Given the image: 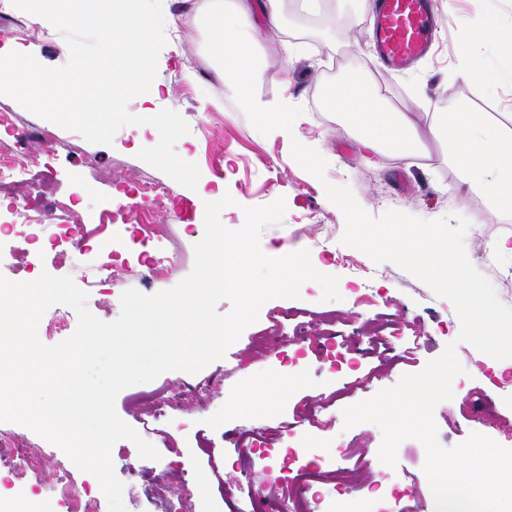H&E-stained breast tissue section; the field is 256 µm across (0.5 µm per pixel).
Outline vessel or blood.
<instances>
[{"mask_svg": "<svg viewBox=\"0 0 512 512\" xmlns=\"http://www.w3.org/2000/svg\"><path fill=\"white\" fill-rule=\"evenodd\" d=\"M367 26L378 67L402 71L432 46L436 31L432 0H374Z\"/></svg>", "mask_w": 512, "mask_h": 512, "instance_id": "vessel-or-blood-1", "label": "vessel or blood"}]
</instances>
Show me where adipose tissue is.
I'll use <instances>...</instances> for the list:
<instances>
[{
  "label": "adipose tissue",
  "instance_id": "1",
  "mask_svg": "<svg viewBox=\"0 0 512 512\" xmlns=\"http://www.w3.org/2000/svg\"><path fill=\"white\" fill-rule=\"evenodd\" d=\"M284 0H200L198 10L217 23L221 37L212 47L217 71L238 94L243 108L259 113L268 130L289 132L296 123L288 97L265 100L255 92L261 77V60L251 33L254 13L269 24L280 25ZM327 111L355 126L364 147L375 153L392 152L394 158L412 164L419 152L412 142L416 113L386 112L380 92L366 80L347 76L331 86L323 97ZM431 136L444 148L448 165L457 177V187L479 197L482 213L476 224L512 215V113L495 117L453 103L444 112L426 113Z\"/></svg>",
  "mask_w": 512,
  "mask_h": 512
}]
</instances>
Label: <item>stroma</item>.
<instances>
[{
  "label": "stroma",
  "instance_id": "obj_1",
  "mask_svg": "<svg viewBox=\"0 0 512 512\" xmlns=\"http://www.w3.org/2000/svg\"><path fill=\"white\" fill-rule=\"evenodd\" d=\"M435 9L434 53L400 73L383 72L370 61L369 32L366 26L356 25L350 0H287L284 22L277 28L255 17L256 48L263 61L256 92L273 99L289 91L293 109L302 116L287 137L265 130L257 113L243 109L217 75L210 52L212 33L201 14L187 0H176L172 11L177 26L165 29L166 44L159 54L155 83L160 93L132 99L127 110L135 115L146 108H169L186 120L189 132L174 150L184 160L197 163L205 186L201 192L170 182L166 174L138 158L140 149L159 141L150 131L125 126L111 144H94L13 104L19 124L40 127L46 141L32 169L40 183L38 191L15 199L0 197V224L12 222L16 205L49 211L70 196L78 199L80 218L93 223L103 207L123 206L124 182L144 177L169 184L172 204L189 206L190 217L171 214L170 244L177 248L179 261L157 277L140 276L137 265L130 262L117 269L113 281L90 287L92 261L53 244L49 234L31 240L21 230L11 237L18 250L16 264L0 267L1 276L14 282H29L44 272L71 277L86 290L89 310L102 321H114L124 290L153 294L174 287L191 272L193 247L204 234L205 194L219 190L234 200L220 215L231 230L244 225L245 208L284 199L282 221L261 233L262 251L276 257L283 251L309 250L315 269L337 276L341 283L337 301L323 300L321 287L313 281L302 285L299 298L267 301L257 322L241 333L224 357L198 373L169 371L119 393L118 416L160 453L156 462L160 484L151 489L139 478L145 461L135 445L125 439L113 445L111 459L124 484L126 512H174L187 483L196 490L195 512H233L242 480L252 485L258 497L275 496L285 508L294 494L278 470L285 450H296L299 465L315 462L331 474L336 460L325 451L340 445L368 464L366 481L353 489V497L369 495L372 481L387 475L408 489L405 497L387 501L388 512L428 500L423 445L414 439L403 441L396 466H388L378 457L380 429L368 422L345 427L343 410L394 386L402 375L419 372L451 342L457 345L465 373L455 379L453 399L434 411L440 445L451 448L479 433L512 449V404L502 399L494 372L487 366L488 355L458 342L460 321L453 304L397 264L374 262L344 245V215L324 190L328 183L350 188L358 204L375 217L397 210L426 221L453 215L471 221L482 209L478 197L455 192L456 174L427 129L419 131L425 154L409 166L367 151L354 128L322 106L325 88L338 74L354 70L379 89L390 111L420 112L432 105L445 109L462 99L478 112L512 113V85L487 78L488 73L512 63V48L491 37L481 38L475 51L487 70L466 74L459 68L455 39L459 21L479 15L495 25L512 27V0H435ZM61 38V33L43 31L39 19L29 13L24 14L22 25L0 30V41L25 44L50 67L65 65L69 59L59 47ZM288 41L297 44L300 54L293 64L284 50ZM295 139L326 160L323 178L293 159ZM509 235L512 217L492 224L471 221L464 246L500 302L512 307V258L492 255L486 247L487 242ZM291 311L299 312L303 320L316 321L317 329L293 336L286 319ZM330 333L355 337L351 364L336 368L325 343ZM259 335L274 337V344L265 351L253 348L250 339ZM252 366L260 377L282 385L284 393L265 400L254 414L244 417L233 403L251 391L248 369ZM185 382L198 386L201 396H181L163 418H155L152 406L137 400L145 392L178 393ZM0 431L35 446L42 471L37 490L1 487L0 512H9L18 503L33 505L39 497H53L65 452L20 424L0 422ZM245 435L252 436L259 452H242L240 439Z\"/></svg>",
  "mask_w": 512,
  "mask_h": 512
}]
</instances>
